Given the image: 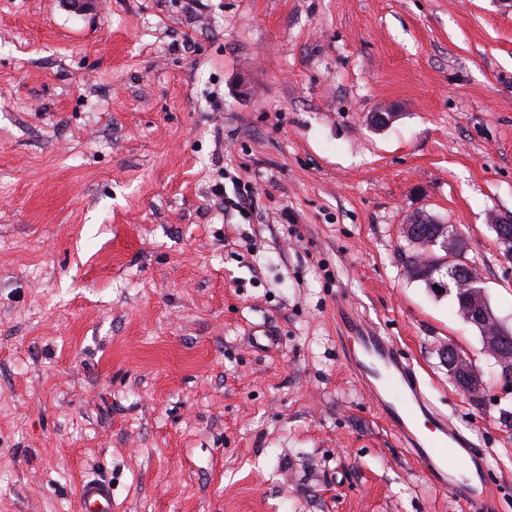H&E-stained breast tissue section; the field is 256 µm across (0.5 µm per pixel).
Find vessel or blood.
<instances>
[{
	"instance_id": "vessel-or-blood-1",
	"label": "vessel or blood",
	"mask_w": 512,
	"mask_h": 512,
	"mask_svg": "<svg viewBox=\"0 0 512 512\" xmlns=\"http://www.w3.org/2000/svg\"><path fill=\"white\" fill-rule=\"evenodd\" d=\"M342 326L354 374L422 472L468 512H488L485 457L472 437L431 404L414 365L391 337L355 315ZM77 495L79 512H115L106 480H82Z\"/></svg>"
}]
</instances>
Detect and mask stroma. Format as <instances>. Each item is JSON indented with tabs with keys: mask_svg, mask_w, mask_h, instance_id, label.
Segmentation results:
<instances>
[{
	"mask_svg": "<svg viewBox=\"0 0 512 512\" xmlns=\"http://www.w3.org/2000/svg\"><path fill=\"white\" fill-rule=\"evenodd\" d=\"M416 213L463 233L512 330L502 0H0V512H78L90 476L118 512H460L353 374L341 295L512 512V390L407 273ZM452 346V345H450ZM448 346V349L456 351L460 356L448 353V361L452 363V367L456 368V372L463 375L468 380V384L463 387L466 395L473 399H484L485 389L479 378L478 370L471 358H465V355L456 347Z\"/></svg>",
	"mask_w": 512,
	"mask_h": 512,
	"instance_id": "1",
	"label": "stroma"
}]
</instances>
